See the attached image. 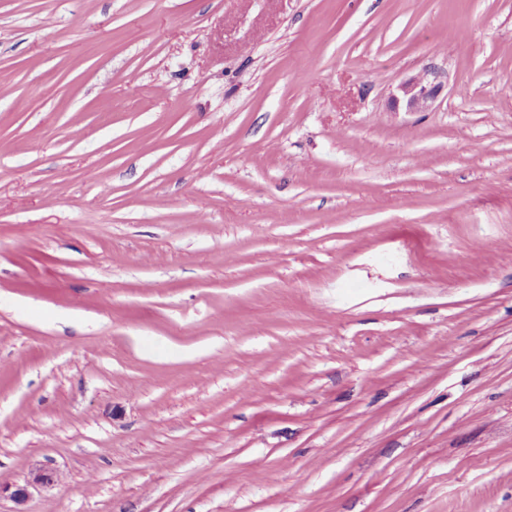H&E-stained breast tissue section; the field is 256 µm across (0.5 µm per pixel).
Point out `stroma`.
Wrapping results in <instances>:
<instances>
[{"mask_svg": "<svg viewBox=\"0 0 512 512\" xmlns=\"http://www.w3.org/2000/svg\"><path fill=\"white\" fill-rule=\"evenodd\" d=\"M0 512H512V0H0ZM440 87L422 77L409 78L397 87V94L392 97L393 108L402 105L408 112H425L436 99Z\"/></svg>", "mask_w": 512, "mask_h": 512, "instance_id": "stroma-1", "label": "stroma"}]
</instances>
